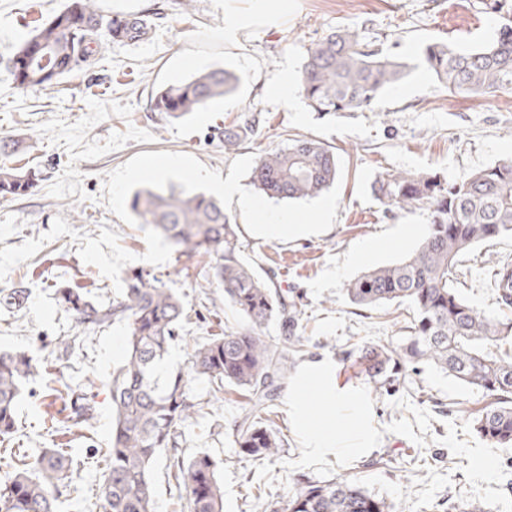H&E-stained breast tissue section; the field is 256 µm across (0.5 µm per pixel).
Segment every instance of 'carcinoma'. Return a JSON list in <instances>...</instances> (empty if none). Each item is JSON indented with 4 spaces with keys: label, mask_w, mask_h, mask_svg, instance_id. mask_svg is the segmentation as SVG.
<instances>
[{
    "label": "carcinoma",
    "mask_w": 512,
    "mask_h": 512,
    "mask_svg": "<svg viewBox=\"0 0 512 512\" xmlns=\"http://www.w3.org/2000/svg\"><path fill=\"white\" fill-rule=\"evenodd\" d=\"M99 0H68L46 21L34 26L14 46L7 68L21 90L48 88L66 74L88 72L112 43L143 40L152 20L146 14L115 13L112 29ZM423 61L452 97H473L512 90V26H502L489 44L469 51L432 43ZM408 66L373 49L357 30L342 28L321 37L302 65L298 88L317 112L367 109L385 90L397 86ZM239 78L222 67L169 83L150 98L149 109L168 118H184L231 97ZM260 119L246 113L241 121L218 127L213 137L226 150L254 138ZM340 174L333 147L301 136L262 156L251 170L259 191L278 200L315 198ZM35 180L0 167V199L31 193ZM377 199L389 210L423 207L430 224L418 248L404 260L369 269L346 284L348 300L360 309L390 302L414 310L410 335L397 350L373 347L375 389L405 383L408 372L430 364L459 383L474 387L490 403L473 421L488 443L512 447V316L488 318L475 310L454 286L461 259L478 244L512 236V157L450 183L427 171H392L376 180ZM130 209L162 233L175 250L206 260L199 272L202 287L224 289L244 324L225 335L195 345L188 369L158 371L171 344L181 338L185 314L179 297L146 269L126 274L119 294L108 305L88 300L79 288L59 293L83 328L122 323L127 328L123 361L112 372V431L105 449L100 486L102 512H153L152 469L166 448H177L185 426L202 410L190 396V376L202 377L214 394L234 388L245 397L234 422L240 451L256 460L278 456L284 440L265 426L295 367L290 351L303 349L296 334V303L270 285L271 277L241 250L238 227L224 206L202 194L152 182L135 192ZM499 304L512 312V261L496 264ZM278 321L291 348L278 347L263 329ZM38 375L25 351L0 350V442L13 440L16 407L24 385ZM75 427L88 426L95 407L88 394L71 391L65 400ZM75 461L66 448H47L32 462L0 477V512H60L62 498L83 495L73 483ZM175 485L186 490L190 512H224V490L215 460L201 452L186 462L169 464ZM282 512H392L382 497L350 480L303 481L288 495Z\"/></svg>",
    "instance_id": "1"
}]
</instances>
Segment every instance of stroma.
<instances>
[{
    "mask_svg": "<svg viewBox=\"0 0 512 512\" xmlns=\"http://www.w3.org/2000/svg\"><path fill=\"white\" fill-rule=\"evenodd\" d=\"M66 0H0V163L35 172L32 194L0 200V295L22 288V307L0 304V350H25L42 375L20 398L13 445L36 457L67 448L83 458L73 474L88 496L102 482L100 451L112 429L109 383L125 353L126 327H78L55 292L57 284L83 289L99 304L111 303L126 272L147 268L162 275L181 298L191 320L164 368L186 367L192 345L234 330L243 319L220 289L201 292L191 279L202 267L187 258L131 211L132 195L156 179L152 162L178 159L185 168L170 183L209 192V179L231 180L251 207L225 199L224 211L238 225L245 253L262 268L302 316L298 334L307 339L295 370L313 362L329 365L334 387L364 399L375 431L365 453L306 455L308 438L280 397L268 419L285 447L272 460L242 454L232 428L244 402L240 392L212 395L206 381L191 378L202 414L184 429L183 458L205 451L218 463L224 512H253L262 494L280 512L298 480L351 479L392 503L395 512H465L479 502L485 512H512V447L494 452V467H477L487 443L472 421L488 404L482 392L447 374L421 366L406 386L376 390L364 357L367 348L399 347L412 317L408 306H353L348 281L367 269L396 263L422 241L427 210L388 211L372 185L395 170L431 171L455 183L475 170L512 156V90L471 98L449 97L422 62V48L445 42L469 50L512 25V0H290L287 12L259 0H193L181 11L174 0H100L104 12H162L138 43L112 44L93 71L77 72L44 90L17 89L3 61L27 27L60 10ZM240 20L227 33L230 17ZM359 27L366 42L404 62L409 74L368 109L347 116L311 109L298 88L309 48L339 27ZM224 67L240 79L236 96L168 120L147 109L158 87L198 72ZM261 120L260 133L224 151L211 135L239 121L244 110ZM308 136L333 147L340 165L335 185L312 200H275L250 182L252 167L288 139ZM208 180L194 178V171ZM297 214L309 232L269 241L253 230L256 209ZM417 226L419 234L401 237ZM512 260V237L479 245L464 257L456 287L481 314H502L493 264ZM190 275H183V268ZM72 336L64 351L56 341ZM83 390L96 413L90 428L70 426L61 396ZM169 451L153 469L155 512H188L185 491L169 478Z\"/></svg>",
    "mask_w": 512,
    "mask_h": 512,
    "instance_id": "stroma-1",
    "label": "stroma"
}]
</instances>
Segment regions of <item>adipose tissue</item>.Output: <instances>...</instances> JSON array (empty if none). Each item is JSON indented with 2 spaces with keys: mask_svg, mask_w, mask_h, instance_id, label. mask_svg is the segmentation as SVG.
<instances>
[{
  "mask_svg": "<svg viewBox=\"0 0 512 512\" xmlns=\"http://www.w3.org/2000/svg\"><path fill=\"white\" fill-rule=\"evenodd\" d=\"M328 373L329 369L323 363L314 365L303 372L288 396V407L291 409L298 427L314 436L313 441L307 447L309 453H328L339 447L351 454L359 453L369 447L371 441L362 404L358 397L351 393L327 387ZM311 387L319 388L321 397L329 410L347 409L351 411L354 434L351 442L338 443L335 435L326 427L315 425L314 421L306 414V402L302 398V391Z\"/></svg>",
  "mask_w": 512,
  "mask_h": 512,
  "instance_id": "ef3b65f1",
  "label": "adipose tissue"
}]
</instances>
